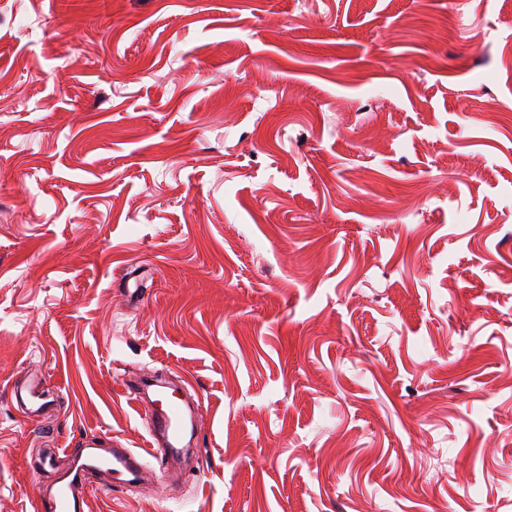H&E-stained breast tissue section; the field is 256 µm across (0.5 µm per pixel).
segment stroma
<instances>
[{"label":"stroma","mask_w":512,"mask_h":512,"mask_svg":"<svg viewBox=\"0 0 512 512\" xmlns=\"http://www.w3.org/2000/svg\"><path fill=\"white\" fill-rule=\"evenodd\" d=\"M147 371L86 512H512V0H0V512ZM184 412L181 399L173 397L166 400H158L157 405L150 411L146 419V427L151 438L160 446V440H164L167 448H153L152 456L157 460L160 456L173 457L180 452L184 434L182 426Z\"/></svg>","instance_id":"stroma-1"}]
</instances>
